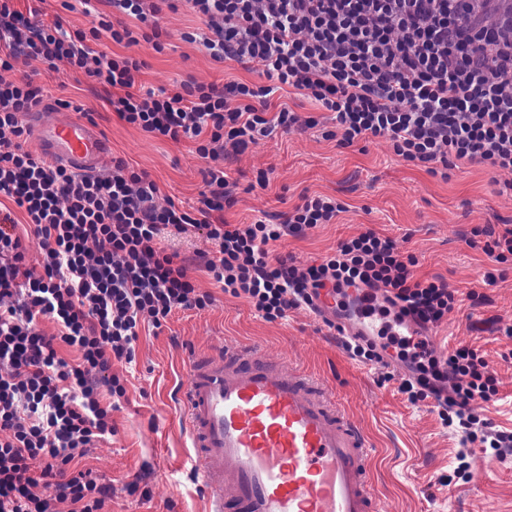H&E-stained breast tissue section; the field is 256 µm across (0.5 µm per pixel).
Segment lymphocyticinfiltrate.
Wrapping results in <instances>:
<instances>
[{"mask_svg":"<svg viewBox=\"0 0 512 512\" xmlns=\"http://www.w3.org/2000/svg\"><path fill=\"white\" fill-rule=\"evenodd\" d=\"M80 2L96 20L71 32L58 20L45 25L38 9L23 13L14 0H0V72L22 56L50 72L67 61L108 89L120 120L153 137L194 140L199 156L214 161L276 130L316 126L315 118L273 109L275 94L290 88L331 113L339 145L384 138L416 166L448 171L467 161L512 173V28L491 25L474 36L479 7L467 21L449 13L448 0H185L207 26L199 41L214 61H261L265 79L169 91L139 87L138 59L93 49L105 33L127 47L139 44V34L96 14L91 0ZM42 103L32 78L0 79V198L24 210L41 249L39 270L27 268L15 223L0 212V512H57L60 503L99 512L108 497L109 486L90 472L67 468L112 432L100 397L124 392L113 363L131 361L142 317L158 328L174 310L211 301L196 292L185 265L157 249L165 229L205 231L219 247L204 261L212 279L270 320L342 286L382 290L399 315L423 328L451 310L447 284L415 279V259L371 229L302 270L293 258L270 259L269 243L332 223L343 210L336 199L303 197L275 224H228L222 212L234 198L224 168L205 170L206 189L188 210L157 206V184L124 163L101 177L34 156L24 148V118ZM41 316L60 325L58 337L38 330ZM59 341L79 351V364L59 356ZM349 348L371 361L405 363L401 393L412 402L441 398L440 416L458 425V458L466 460L480 422L469 405L497 394L482 357L459 347L441 362L410 339L394 354L374 341ZM45 479L54 482L55 500L40 491Z\"/></svg>","mask_w":512,"mask_h":512,"instance_id":"lymphocytic-infiltrate-1","label":"lymphocytic infiltrate"}]
</instances>
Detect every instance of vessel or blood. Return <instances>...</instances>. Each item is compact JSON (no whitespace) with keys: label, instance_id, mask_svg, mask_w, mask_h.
<instances>
[{"label":"vessel or blood","instance_id":"obj_1","mask_svg":"<svg viewBox=\"0 0 512 512\" xmlns=\"http://www.w3.org/2000/svg\"><path fill=\"white\" fill-rule=\"evenodd\" d=\"M38 147L79 172L103 154L80 121L40 126ZM183 403L210 512H378L370 440L322 382L227 346L189 357Z\"/></svg>","mask_w":512,"mask_h":512}]
</instances>
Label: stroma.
Segmentation results:
<instances>
[{
    "label": "stroma",
    "instance_id": "35a3bbf8",
    "mask_svg": "<svg viewBox=\"0 0 512 512\" xmlns=\"http://www.w3.org/2000/svg\"><path fill=\"white\" fill-rule=\"evenodd\" d=\"M163 51L151 44L125 47L102 36L100 50L143 61L139 81L148 88L176 89L193 81L224 85L258 80L263 67L215 62L204 47L190 41L203 22L186 7L160 12ZM31 75L44 89V102L33 120L55 124L73 119L82 107L84 120L106 141L98 175L111 174L116 161L147 172L159 188V204L197 205L209 166L193 140L155 138L121 121L107 104L101 84L59 63L45 73L41 63L18 60L9 80ZM274 105H286L317 126H298L249 146L227 152L219 164L234 182V204L224 211L230 224H248L282 215L302 196H328L344 210L335 223L319 224L283 236L268 246L270 257L292 256L298 267L319 263L339 244L366 230L392 238L403 255L414 256L419 280H443L455 295L453 308L427 330L431 355L446 359L459 346L474 348L488 362L498 393L494 401L475 404L493 430L512 432V258L499 263L483 250L491 236L512 227V194L503 184L512 174L488 172L482 165L459 163L448 178L397 157L390 142L362 140L348 147L326 138L330 113L308 99L281 93ZM267 172V187L256 185ZM157 245L188 266L197 292L209 294L205 309L174 311L161 327L142 321L131 363H116L112 374L123 396L102 395L111 406L112 433L71 465L92 470L111 485L100 512H207V494L191 465L193 450L183 427L179 391L186 381L190 354L226 345L259 348L271 361L323 381L341 409L370 435L374 488L383 512H512V451L497 456L474 445L466 474H458L460 435L445 425L433 398L408 401L399 386V363L367 361L339 344L331 323L302 306L284 318L266 320L247 299L225 293L205 271L202 256H216L218 246L205 233L162 234ZM494 283H486V274Z\"/></svg>",
    "mask_w": 512,
    "mask_h": 512
}]
</instances>
